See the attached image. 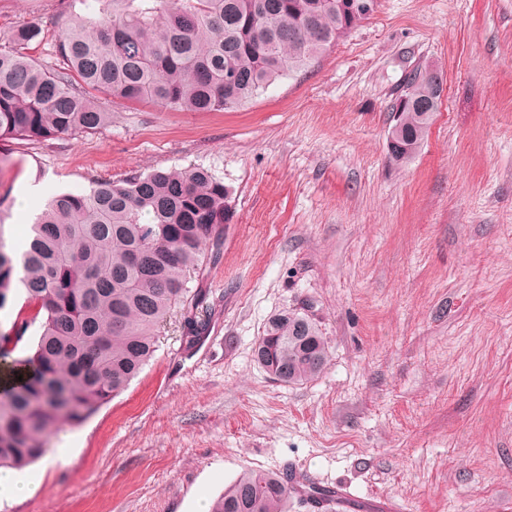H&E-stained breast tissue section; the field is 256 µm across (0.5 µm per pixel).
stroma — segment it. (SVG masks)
Returning <instances> with one entry per match:
<instances>
[{"label": "stroma", "instance_id": "obj_1", "mask_svg": "<svg viewBox=\"0 0 512 512\" xmlns=\"http://www.w3.org/2000/svg\"><path fill=\"white\" fill-rule=\"evenodd\" d=\"M80 0H0L61 31ZM444 90L413 160L390 163L410 73ZM104 129L0 139V205L22 251L55 193L207 169L232 221L207 334L182 310L149 365L48 434L37 484L0 512H197L243 472L294 469L396 512H512V0H378L305 68L232 111L113 103ZM28 185L26 219L14 216ZM309 314L329 361L300 384L255 358L271 317Z\"/></svg>", "mask_w": 512, "mask_h": 512}]
</instances>
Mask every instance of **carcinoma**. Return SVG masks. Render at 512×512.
<instances>
[{
    "instance_id": "obj_1",
    "label": "carcinoma",
    "mask_w": 512,
    "mask_h": 512,
    "mask_svg": "<svg viewBox=\"0 0 512 512\" xmlns=\"http://www.w3.org/2000/svg\"><path fill=\"white\" fill-rule=\"evenodd\" d=\"M85 9L57 35L34 21L11 28L0 49V138L105 128L112 113L95 91L187 112L235 109L363 20L336 13L331 0H85ZM39 48L51 61L33 57ZM437 108L432 82L415 72L392 108L391 161L414 157ZM230 199L205 169L157 170L52 195L19 254L0 223V312L20 301L33 312L0 326V358L11 359L0 388V468L43 458L54 425L79 426L123 392L173 308L184 311L187 344L204 337L206 293L188 283L207 241L219 245ZM36 323L28 352L16 356ZM256 357L274 379L297 384L319 375L329 352L317 323L292 309L269 321ZM302 486L288 471L245 472L211 512H288L302 492L317 506L327 501L329 489Z\"/></svg>"
}]
</instances>
